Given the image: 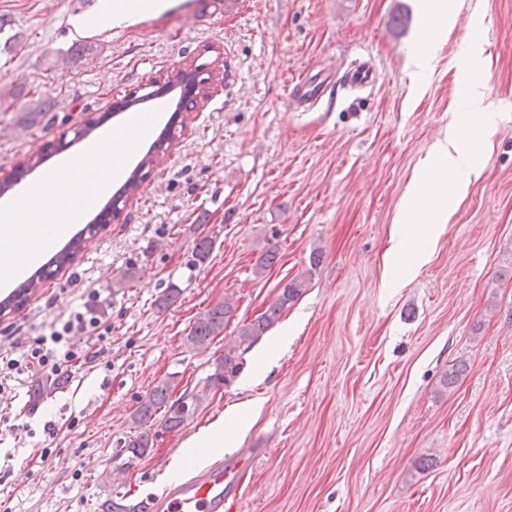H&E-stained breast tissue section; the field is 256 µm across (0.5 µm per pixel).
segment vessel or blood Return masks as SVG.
Masks as SVG:
<instances>
[{
	"instance_id": "1",
	"label": "vessel or blood",
	"mask_w": 512,
	"mask_h": 512,
	"mask_svg": "<svg viewBox=\"0 0 512 512\" xmlns=\"http://www.w3.org/2000/svg\"><path fill=\"white\" fill-rule=\"evenodd\" d=\"M322 79L309 73L293 82L292 100L316 101ZM242 484L238 469L215 463L185 482L168 487L162 495L149 501L151 512H232L242 500Z\"/></svg>"
}]
</instances>
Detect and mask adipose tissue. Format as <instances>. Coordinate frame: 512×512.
<instances>
[{
  "mask_svg": "<svg viewBox=\"0 0 512 512\" xmlns=\"http://www.w3.org/2000/svg\"><path fill=\"white\" fill-rule=\"evenodd\" d=\"M428 25L423 39L413 48L410 78L420 83L435 57L439 37L448 26L447 0H426ZM471 79L460 106L461 123L449 124L422 161L401 205L400 231L391 239L388 254L394 267L414 275L429 262L430 240L438 238L456 212L472 179L481 170L476 160L477 144L496 127V115L485 106V86L478 52L464 60ZM147 125L112 131L82 157L63 161L47 172L37 191L26 193L0 207V286L14 282L37 264L54 240L70 226L80 223L114 178L122 173L132 149L146 135ZM420 226L419 236L408 229ZM250 403L225 410L220 421L201 431L188 443L191 454L206 461L223 448L225 438H237L246 430Z\"/></svg>",
  "mask_w": 512,
  "mask_h": 512,
  "instance_id": "obj_1",
  "label": "adipose tissue"
}]
</instances>
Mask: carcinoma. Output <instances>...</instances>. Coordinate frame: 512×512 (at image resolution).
<instances>
[{"label": "carcinoma", "instance_id": "1", "mask_svg": "<svg viewBox=\"0 0 512 512\" xmlns=\"http://www.w3.org/2000/svg\"><path fill=\"white\" fill-rule=\"evenodd\" d=\"M312 273L306 271L287 282L277 299L268 309L256 319L247 324H242L233 343L224 348V354L216 357L212 363V371L207 379L217 387H227L239 374L243 365V356L251 346L263 336L268 329L281 319L288 306L302 294L308 287ZM37 287V282L28 280L19 285L13 293L0 300V311L12 309L30 294V290ZM234 304L226 299L199 313L192 323L190 330L184 338V344L188 347H198L224 332L225 325L234 316ZM188 400V404L199 408L206 400V396L200 392H183L178 398H173V384L168 379H163L151 390L150 394L140 403L133 414V422L142 426L153 421L158 411H163L162 427L167 431H175L185 426L192 414L184 412L179 403ZM154 436L142 431L130 439L124 440L121 452L127 454L131 451L145 453V450L153 447ZM102 512H149L148 503L143 501L133 502L127 498V494L115 495L108 500Z\"/></svg>", "mask_w": 512, "mask_h": 512}]
</instances>
